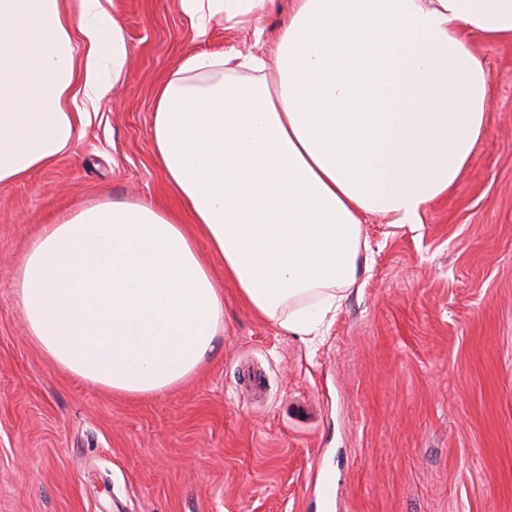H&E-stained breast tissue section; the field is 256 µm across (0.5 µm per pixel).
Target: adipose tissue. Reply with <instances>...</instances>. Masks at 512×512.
Returning <instances> with one entry per match:
<instances>
[{
  "label": "adipose tissue",
  "instance_id": "adipose-tissue-1",
  "mask_svg": "<svg viewBox=\"0 0 512 512\" xmlns=\"http://www.w3.org/2000/svg\"><path fill=\"white\" fill-rule=\"evenodd\" d=\"M267 0H181L195 38ZM278 77L225 78L224 52L183 58L157 89L154 151L224 266L151 204L77 208L30 240L14 275L30 341L77 380L126 396L196 375L224 329V285L301 335L360 276L365 216L416 224L486 128L492 85L473 41L512 40V0H293ZM127 63L102 0H0V183L70 144Z\"/></svg>",
  "mask_w": 512,
  "mask_h": 512
}]
</instances>
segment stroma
<instances>
[{"label": "stroma", "instance_id": "1", "mask_svg": "<svg viewBox=\"0 0 512 512\" xmlns=\"http://www.w3.org/2000/svg\"><path fill=\"white\" fill-rule=\"evenodd\" d=\"M128 66L69 148L0 183V512H512V42L477 41L487 125L416 224L362 226L369 271L298 336L224 287L198 375L128 398L28 339L13 275L76 206L153 203L187 232L152 141L157 87L203 51L271 57L290 0L194 39L180 0H104ZM338 492L323 510L313 473Z\"/></svg>", "mask_w": 512, "mask_h": 512}]
</instances>
